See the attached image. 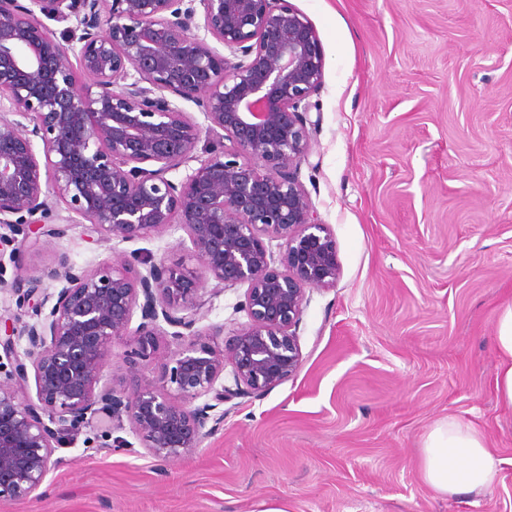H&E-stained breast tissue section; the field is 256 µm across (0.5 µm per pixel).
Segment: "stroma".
Masks as SVG:
<instances>
[{
  "mask_svg": "<svg viewBox=\"0 0 512 512\" xmlns=\"http://www.w3.org/2000/svg\"><path fill=\"white\" fill-rule=\"evenodd\" d=\"M291 2L325 54L299 178L341 267L306 295L299 373L225 403L223 429L178 460L149 456L130 424L109 438L87 426L53 454L46 500L0 512H512L493 341L512 301V0ZM112 251L196 266L179 227L107 245L70 224L0 276L62 254L93 268ZM244 292L206 288L200 327L232 336ZM450 415L488 434L493 490L423 482L422 439Z\"/></svg>",
  "mask_w": 512,
  "mask_h": 512,
  "instance_id": "obj_1",
  "label": "stroma"
}]
</instances>
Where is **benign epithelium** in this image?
Listing matches in <instances>:
<instances>
[{
    "mask_svg": "<svg viewBox=\"0 0 512 512\" xmlns=\"http://www.w3.org/2000/svg\"><path fill=\"white\" fill-rule=\"evenodd\" d=\"M324 70L320 39L290 0H0V257L60 234L51 221L62 208L100 242L175 224L198 263L142 270L117 254L88 269L62 255L0 278L29 317L0 318V498L42 499L63 437L93 422L108 436L126 419L148 455L180 459L219 431L220 405L298 374L306 293L340 275L298 177ZM209 280L246 286L248 321L222 346L224 327H198ZM51 282L62 284L54 295ZM162 336L174 351L157 380L143 379ZM124 337L119 388L104 368ZM30 368L34 400L23 395Z\"/></svg>",
    "mask_w": 512,
    "mask_h": 512,
    "instance_id": "benign-epithelium-1",
    "label": "benign epithelium"
}]
</instances>
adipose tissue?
I'll list each match as a JSON object with an SVG mask.
<instances>
[{"mask_svg": "<svg viewBox=\"0 0 512 512\" xmlns=\"http://www.w3.org/2000/svg\"><path fill=\"white\" fill-rule=\"evenodd\" d=\"M494 327L499 355L496 399L512 409V302L499 307ZM419 469L428 487L444 496L486 492L499 477V461L487 433L454 416L438 420L423 438Z\"/></svg>", "mask_w": 512, "mask_h": 512, "instance_id": "1", "label": "adipose tissue"}]
</instances>
